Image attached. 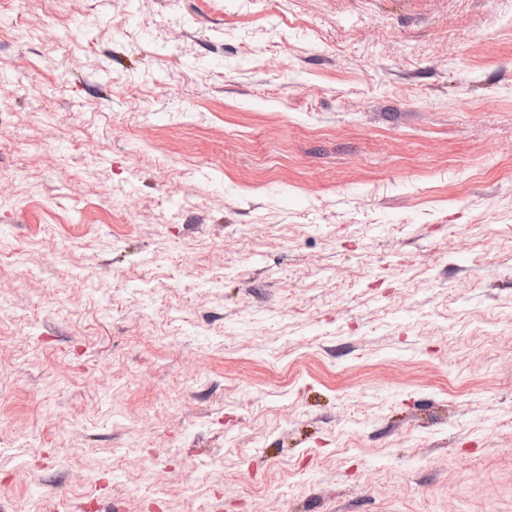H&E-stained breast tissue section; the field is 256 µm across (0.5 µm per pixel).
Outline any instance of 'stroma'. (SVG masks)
<instances>
[{"label": "stroma", "instance_id": "1", "mask_svg": "<svg viewBox=\"0 0 512 512\" xmlns=\"http://www.w3.org/2000/svg\"><path fill=\"white\" fill-rule=\"evenodd\" d=\"M1 79L0 512H512V0H0Z\"/></svg>", "mask_w": 512, "mask_h": 512}]
</instances>
